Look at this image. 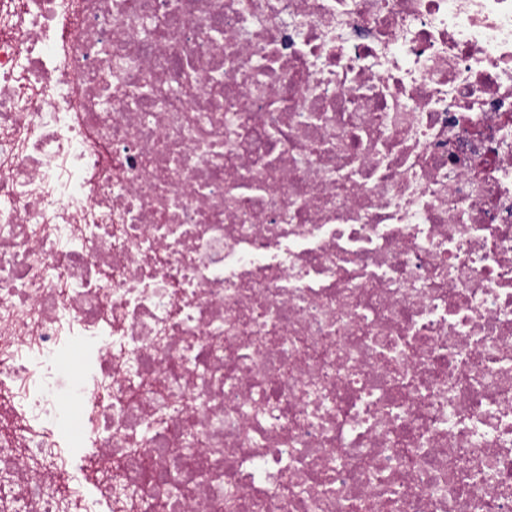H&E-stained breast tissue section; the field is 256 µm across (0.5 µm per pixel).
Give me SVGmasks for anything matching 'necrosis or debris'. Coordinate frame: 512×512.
<instances>
[{
    "label": "necrosis or debris",
    "mask_w": 512,
    "mask_h": 512,
    "mask_svg": "<svg viewBox=\"0 0 512 512\" xmlns=\"http://www.w3.org/2000/svg\"><path fill=\"white\" fill-rule=\"evenodd\" d=\"M56 448L97 512H512V0H0V512Z\"/></svg>",
    "instance_id": "necrosis-or-debris-1"
}]
</instances>
